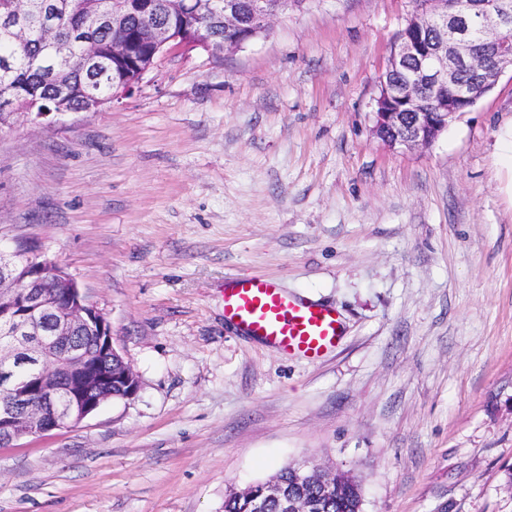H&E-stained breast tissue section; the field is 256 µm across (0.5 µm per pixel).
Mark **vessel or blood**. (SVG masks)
I'll use <instances>...</instances> for the list:
<instances>
[{
    "label": "vessel or blood",
    "mask_w": 512,
    "mask_h": 512,
    "mask_svg": "<svg viewBox=\"0 0 512 512\" xmlns=\"http://www.w3.org/2000/svg\"><path fill=\"white\" fill-rule=\"evenodd\" d=\"M224 319L244 335L309 361L334 349L344 330L334 307L288 293L256 275L225 281Z\"/></svg>",
    "instance_id": "b4317fda"
}]
</instances>
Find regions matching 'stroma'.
Returning <instances> with one entry per match:
<instances>
[{"instance_id": "1", "label": "stroma", "mask_w": 512, "mask_h": 512, "mask_svg": "<svg viewBox=\"0 0 512 512\" xmlns=\"http://www.w3.org/2000/svg\"><path fill=\"white\" fill-rule=\"evenodd\" d=\"M409 0H308L216 58L174 48L97 112L0 135V243L29 241L140 380L0 447V512H223L304 460L363 512H512V72L423 149L374 132ZM336 308L291 357L224 282Z\"/></svg>"}]
</instances>
